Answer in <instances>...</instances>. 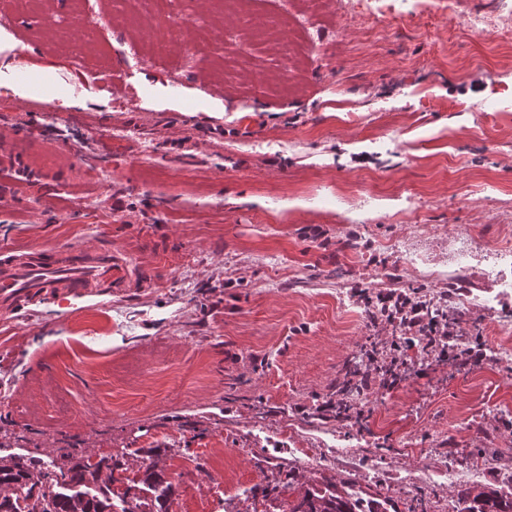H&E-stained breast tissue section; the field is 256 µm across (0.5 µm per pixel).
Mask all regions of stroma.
Masks as SVG:
<instances>
[{
  "label": "stroma",
  "mask_w": 512,
  "mask_h": 512,
  "mask_svg": "<svg viewBox=\"0 0 512 512\" xmlns=\"http://www.w3.org/2000/svg\"><path fill=\"white\" fill-rule=\"evenodd\" d=\"M488 0H171L205 25L190 60L158 54L108 78L142 0H55V18L111 25L47 35L44 9L0 0V238L61 247L97 237L135 266L140 287L38 302L0 320V451L62 459L123 454L125 477L157 463L177 492L168 512H288L334 485L387 512H454L458 490L512 492V363L432 365L394 391L335 410L336 384L371 342L355 288L479 296L459 330L496 347L512 323V41L450 18ZM288 17L293 72L270 41ZM264 28L267 40L250 32ZM235 64L225 69L226 54ZM48 68L59 102L24 94ZM364 245L343 247L349 232ZM341 448L361 454L347 459ZM315 466H303L305 457ZM456 480L438 478L445 464Z\"/></svg>",
  "instance_id": "35a3bbf8"
}]
</instances>
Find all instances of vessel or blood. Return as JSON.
Instances as JSON below:
<instances>
[{"mask_svg": "<svg viewBox=\"0 0 512 512\" xmlns=\"http://www.w3.org/2000/svg\"><path fill=\"white\" fill-rule=\"evenodd\" d=\"M129 264L108 240L63 249L0 246V313L15 314L45 299L111 295L131 285Z\"/></svg>", "mask_w": 512, "mask_h": 512, "instance_id": "1", "label": "vessel or blood"}]
</instances>
